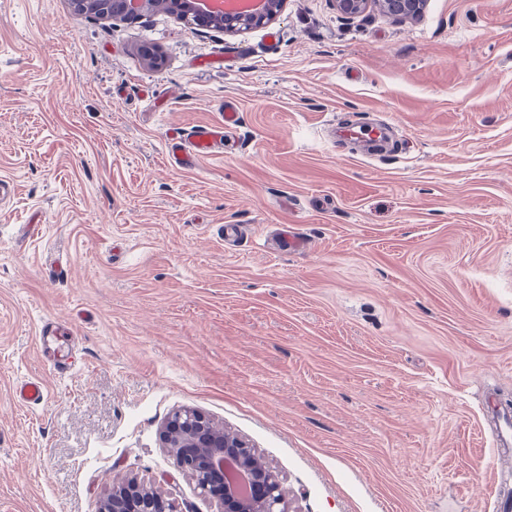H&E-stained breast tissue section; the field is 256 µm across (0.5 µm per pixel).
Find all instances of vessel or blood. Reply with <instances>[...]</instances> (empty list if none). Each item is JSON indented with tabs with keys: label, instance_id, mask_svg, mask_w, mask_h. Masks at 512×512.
Here are the masks:
<instances>
[{
	"label": "vessel or blood",
	"instance_id": "b4317fda",
	"mask_svg": "<svg viewBox=\"0 0 512 512\" xmlns=\"http://www.w3.org/2000/svg\"><path fill=\"white\" fill-rule=\"evenodd\" d=\"M238 120L235 104L228 101L224 104L222 124L197 125L187 130L172 129L166 139V156L170 165L184 170L191 169L201 159L214 155L219 146L230 145ZM391 127L388 121L376 127L340 123L334 133L337 141L358 145L365 155L371 156L379 150L395 147L396 142L390 136Z\"/></svg>",
	"mask_w": 512,
	"mask_h": 512
}]
</instances>
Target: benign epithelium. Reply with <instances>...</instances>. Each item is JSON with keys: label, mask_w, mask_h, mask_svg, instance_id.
<instances>
[{"label": "benign epithelium", "mask_w": 512, "mask_h": 512, "mask_svg": "<svg viewBox=\"0 0 512 512\" xmlns=\"http://www.w3.org/2000/svg\"><path fill=\"white\" fill-rule=\"evenodd\" d=\"M344 15L364 13L374 3L395 18H412L425 0H334ZM75 9L95 17L133 19L151 12L154 0H71ZM282 0H264L262 9L239 7L225 0H169L170 12L194 24L223 32L259 27L277 13ZM166 447L175 467L190 474L202 493L213 495L216 483L224 486L218 496L221 512H288L277 476L253 468V449L215 429L203 414L183 410L172 413L164 427ZM101 512H178L177 506L136 481L114 485Z\"/></svg>", "instance_id": "obj_1"}]
</instances>
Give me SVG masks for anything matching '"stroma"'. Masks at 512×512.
I'll use <instances>...</instances> for the list:
<instances>
[{"mask_svg": "<svg viewBox=\"0 0 512 512\" xmlns=\"http://www.w3.org/2000/svg\"><path fill=\"white\" fill-rule=\"evenodd\" d=\"M228 100L233 150L171 167L167 130L221 123ZM385 117L392 153L333 137ZM0 178V512H100L130 476L218 512L163 446L185 408L255 448L290 512H493L512 0L403 21L283 0L238 35L0 0ZM281 224L306 251L271 245ZM48 322L73 332L67 372Z\"/></svg>", "mask_w": 512, "mask_h": 512, "instance_id": "35a3bbf8", "label": "stroma"}]
</instances>
